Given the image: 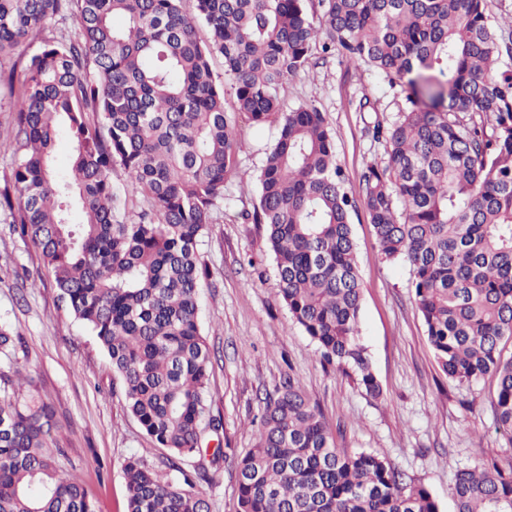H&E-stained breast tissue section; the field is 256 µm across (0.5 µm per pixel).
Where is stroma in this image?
<instances>
[{
    "mask_svg": "<svg viewBox=\"0 0 512 512\" xmlns=\"http://www.w3.org/2000/svg\"><path fill=\"white\" fill-rule=\"evenodd\" d=\"M378 113L357 111L362 96ZM315 104L335 136L336 156L351 190H358L365 160L383 158L384 147L364 133L374 117L393 118L397 100L374 72L348 69L339 58L320 61L289 81L285 107ZM274 128H244L236 155L241 176L228 181L224 205L201 248L210 284L200 290V321L215 356L209 375L210 417L220 434L206 433L205 448H222L223 475L207 497L211 512H236V461L253 448L264 399L283 376L293 375L318 405L337 441L353 451L386 455L427 487L440 512H455L451 487L457 469L485 459L512 467V448L497 433L485 380L467 390L448 381L428 344L408 269L382 259L365 215L351 220L364 284L361 336L379 397L353 376L320 363L315 343L291 318L276 293V272L264 225L244 222L258 196L261 150ZM0 322L21 337L0 370H19L23 395L50 402L56 413L60 469L79 475L99 512H123V464L140 456L157 465L163 451L127 410L121 383L89 331L57 300L39 252L13 237L0 219Z\"/></svg>",
    "mask_w": 512,
    "mask_h": 512,
    "instance_id": "obj_1",
    "label": "stroma"
}]
</instances>
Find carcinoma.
<instances>
[{
  "instance_id": "obj_1",
  "label": "carcinoma",
  "mask_w": 512,
  "mask_h": 512,
  "mask_svg": "<svg viewBox=\"0 0 512 512\" xmlns=\"http://www.w3.org/2000/svg\"><path fill=\"white\" fill-rule=\"evenodd\" d=\"M0 0V93L13 149L0 210L39 250L57 299L121 378L125 405L175 473L124 464L125 512H211L223 454H201L212 352L199 319L210 275L203 238L237 173L242 116L276 126L246 219L266 227L277 294L317 345L377 397L360 339L363 283L351 214L363 208L381 256L409 267L439 369L456 386L495 382L491 409L512 446V21L491 0ZM21 75L5 64L44 29ZM210 38L197 37V21ZM400 87L392 121L366 127L384 158L365 163L359 194L313 104L283 111L288 77L315 51ZM224 62V86L213 74ZM68 165L54 164L60 133ZM142 198L126 207L112 180ZM20 336L0 324V350ZM0 374V512H97L76 475L59 474L53 407ZM237 512H438L431 492L380 454L338 446L293 376L265 398L258 440L236 463ZM457 512H512V469H459Z\"/></svg>"
}]
</instances>
